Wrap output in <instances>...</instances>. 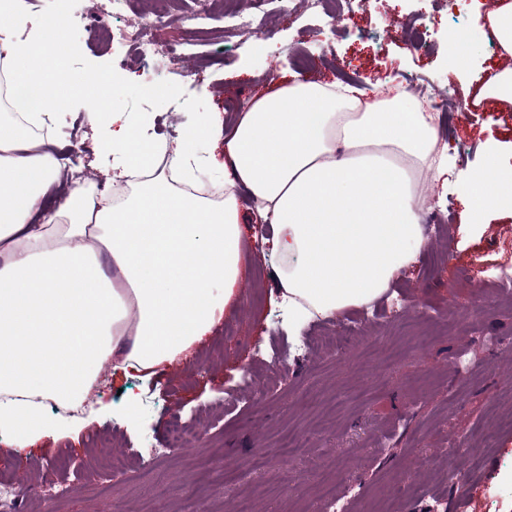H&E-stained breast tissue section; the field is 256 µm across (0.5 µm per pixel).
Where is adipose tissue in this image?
<instances>
[{
    "mask_svg": "<svg viewBox=\"0 0 512 512\" xmlns=\"http://www.w3.org/2000/svg\"><path fill=\"white\" fill-rule=\"evenodd\" d=\"M26 38L9 42L0 73L39 99L60 79L49 68L57 44L41 21L18 20ZM341 82L295 80L255 96L223 138L217 115L187 124L171 160L193 181L203 140L224 142V204L176 195L164 178L134 188L124 206L81 187L45 200L60 165L40 113L0 120V431L27 447L46 428L42 400L80 410L105 364L153 376L221 319L241 274L239 188L274 224L272 249L283 305L295 328L372 303L425 248L417 203L424 169H448L434 150L432 113L396 94L362 99ZM105 126L96 151L120 156L111 184L145 166L155 142L143 124ZM464 201L473 223L512 211V166L488 150ZM223 295H215V283Z\"/></svg>",
    "mask_w": 512,
    "mask_h": 512,
    "instance_id": "obj_1",
    "label": "adipose tissue"
}]
</instances>
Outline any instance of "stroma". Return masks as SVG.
Returning <instances> with one entry per match:
<instances>
[{
    "mask_svg": "<svg viewBox=\"0 0 512 512\" xmlns=\"http://www.w3.org/2000/svg\"><path fill=\"white\" fill-rule=\"evenodd\" d=\"M209 14L204 44L191 39L194 18ZM252 17L265 34L256 42L229 22ZM167 24L148 27L154 16ZM425 33L429 52L411 39L385 38L391 22ZM119 29L184 44L191 78L168 74L176 94L143 92L154 73L123 37L98 38L65 25L72 73L112 72L110 111L151 117L157 137L172 141L196 114L224 109L232 130L252 92L304 73L331 83L390 87L401 74L425 79L433 96L456 90L473 99L501 65L484 41L465 53L474 67L450 74L448 0H129ZM87 95H71L51 114L47 132L59 153L76 150L83 182L100 185ZM448 177L432 180L421 224L426 248L376 301L378 331L365 329L364 308H349L301 330L278 304V257L270 225L257 221L247 193L243 273L214 332L181 361L143 379L104 365L84 423L57 407L45 412L48 436L26 448L0 433V479L32 488L18 512H232L251 499L259 512H326L324 483L336 481L349 512H512V308L496 295L494 273L512 268V214L470 223L462 202L469 170L496 144L512 165V119L492 102L463 122L437 115ZM309 344L287 367L269 368L265 352ZM137 401L135 417L127 406ZM188 421L194 438L167 450V424ZM164 454L142 462L144 436ZM294 438L300 458L283 463L279 446ZM123 460V469L106 457ZM289 469L287 483L278 473Z\"/></svg>",
    "mask_w": 512,
    "mask_h": 512,
    "instance_id": "obj_1",
    "label": "stroma"
}]
</instances>
